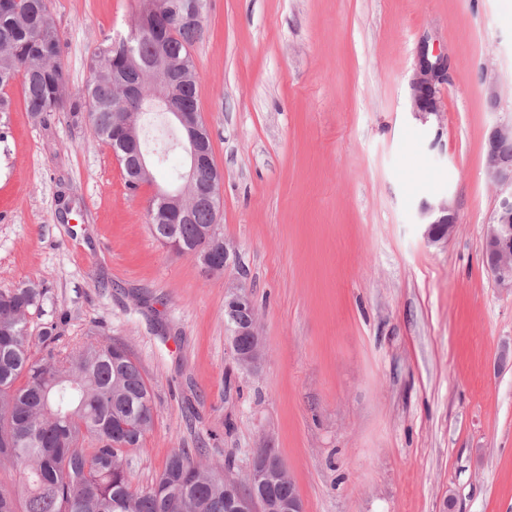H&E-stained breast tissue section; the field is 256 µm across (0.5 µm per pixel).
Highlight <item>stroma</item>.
I'll use <instances>...</instances> for the list:
<instances>
[{
  "label": "stroma",
  "mask_w": 512,
  "mask_h": 512,
  "mask_svg": "<svg viewBox=\"0 0 512 512\" xmlns=\"http://www.w3.org/2000/svg\"><path fill=\"white\" fill-rule=\"evenodd\" d=\"M138 9L50 0L69 93ZM204 27L192 55L230 267L205 274L148 229L181 150L130 191L89 121L31 114L18 78L1 93L0 288L43 284L32 330L62 312L68 335L100 324L127 346L156 406L127 457L135 486L202 442L239 479L273 449L303 512H512V291L483 262L512 0H210ZM425 40L451 81L423 122L409 84ZM446 197L457 224L434 247L417 208ZM239 277L262 334L254 372L224 323Z\"/></svg>",
  "instance_id": "stroma-1"
}]
</instances>
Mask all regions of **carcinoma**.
Masks as SVG:
<instances>
[{
  "mask_svg": "<svg viewBox=\"0 0 512 512\" xmlns=\"http://www.w3.org/2000/svg\"><path fill=\"white\" fill-rule=\"evenodd\" d=\"M181 2L168 0L170 9L149 26L135 22L127 37L109 42L92 60L83 95L65 97L69 74L48 4L14 0L12 12L0 13V89L22 75L28 111L87 112L97 137L120 153L112 141L118 113H130L144 128L154 116L119 88L142 87L159 50L191 71L181 101L198 110L191 49L204 24L181 22ZM128 43L134 66L126 64ZM219 207L218 199L198 197L191 218L165 224L154 203L150 232L161 245L176 241L182 253H192ZM42 296L40 288H0V473L21 477L17 485L0 478V512H224V468L204 461L203 445L175 450L152 485L133 486L125 456L139 448L155 419L141 368L98 326L71 338L62 323L50 321L33 335L28 314L40 310Z\"/></svg>",
  "mask_w": 512,
  "mask_h": 512,
  "instance_id": "1",
  "label": "carcinoma"
}]
</instances>
